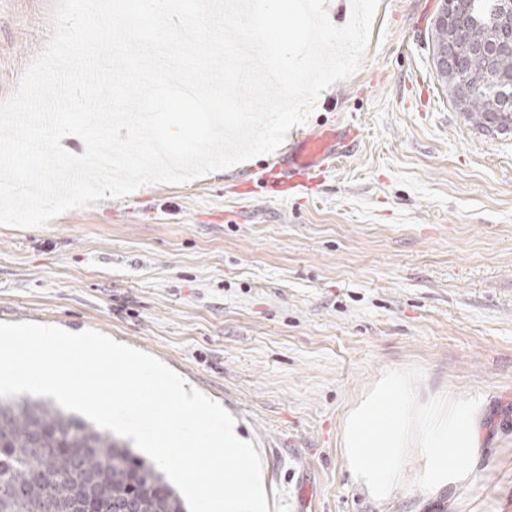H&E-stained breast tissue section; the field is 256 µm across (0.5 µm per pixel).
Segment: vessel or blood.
<instances>
[{"instance_id":"vessel-or-blood-1","label":"vessel or blood","mask_w":512,"mask_h":512,"mask_svg":"<svg viewBox=\"0 0 512 512\" xmlns=\"http://www.w3.org/2000/svg\"><path fill=\"white\" fill-rule=\"evenodd\" d=\"M359 136L353 125H331L299 133L283 155L263 168L261 178L288 190L304 187L313 175L331 170L335 161L356 145Z\"/></svg>"}]
</instances>
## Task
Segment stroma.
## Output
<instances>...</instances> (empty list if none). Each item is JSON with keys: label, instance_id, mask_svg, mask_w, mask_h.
<instances>
[{"label": "stroma", "instance_id": "1", "mask_svg": "<svg viewBox=\"0 0 512 512\" xmlns=\"http://www.w3.org/2000/svg\"><path fill=\"white\" fill-rule=\"evenodd\" d=\"M53 6L0 0V102L44 50ZM439 7L379 0L360 69L306 123L351 122L360 140L297 194L254 182L258 156L0 226V321L93 329L159 358L239 420L270 512H512V134L451 106L432 60ZM413 367L421 400L480 395L479 454L464 483L425 491L411 449L380 501L348 469L345 423L383 372Z\"/></svg>", "mask_w": 512, "mask_h": 512}]
</instances>
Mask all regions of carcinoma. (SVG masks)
Instances as JSON below:
<instances>
[{"label": "carcinoma", "instance_id": "1", "mask_svg": "<svg viewBox=\"0 0 512 512\" xmlns=\"http://www.w3.org/2000/svg\"><path fill=\"white\" fill-rule=\"evenodd\" d=\"M457 67L439 74L455 109L485 132L512 131V0H464L448 15ZM92 484L100 507L185 512L164 476L129 445L42 400L0 398V512H63Z\"/></svg>", "mask_w": 512, "mask_h": 512}]
</instances>
